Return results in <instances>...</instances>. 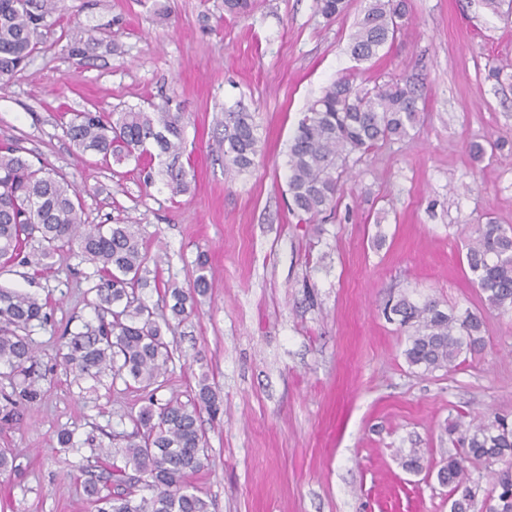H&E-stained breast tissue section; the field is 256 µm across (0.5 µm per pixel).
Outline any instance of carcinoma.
Returning <instances> with one entry per match:
<instances>
[{"mask_svg":"<svg viewBox=\"0 0 512 512\" xmlns=\"http://www.w3.org/2000/svg\"><path fill=\"white\" fill-rule=\"evenodd\" d=\"M60 0H0V78L16 72L37 49L39 28L46 16L59 11ZM327 19L339 17L348 0H317ZM409 12L408 0H369L356 22L351 54L358 61L379 55L401 33ZM420 120L411 85L387 82L373 89L359 88L347 78L324 87L302 118L288 145V193L291 210L315 216L336 204L347 157L409 135ZM184 113L159 106L147 112L128 109L107 116L81 112L67 133L75 147L93 151L102 160L121 163L140 159L157 149L167 159L162 175L175 195L190 190L194 174L178 165L185 150ZM224 160L240 171L250 169L260 152L257 125L249 112L225 115ZM136 224H88L80 192L66 178L36 165L19 147H0V260L39 268L68 255L94 267L97 281L91 292L98 323H87L62 336L61 355L71 369L96 379L109 371L125 389L147 393L148 405L133 419L134 429L123 433L117 450L122 465L86 484L94 512H210V504L190 491L189 478L207 460L197 407L211 413L220 402L208 378L197 384L193 405L176 400L157 407L151 387L172 361L165 332L140 298L148 286L146 254ZM468 267L477 288L490 306L512 312V235L497 224L479 228L469 243ZM207 259L198 258L193 287L171 285L172 318L182 320L187 305L206 295ZM46 304L37 297L0 288V366L22 377L19 389L6 397L5 420L18 414L22 403L40 396L34 366L35 351L29 329L47 322ZM391 312L402 327L411 329L404 356L409 366L431 373L455 366L464 353L484 347L481 317L469 311L457 316L434 301L422 304L402 297ZM459 452L448 457L438 481L450 487L451 512H512V422L494 415L478 424L459 421L451 428ZM476 460L502 462L493 473V487L476 499L468 464ZM151 491L136 498L137 484Z\"/></svg>","mask_w":512,"mask_h":512,"instance_id":"carcinoma-1","label":"carcinoma"}]
</instances>
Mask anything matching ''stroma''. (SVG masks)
Listing matches in <instances>:
<instances>
[{"instance_id":"35a3bbf8","label":"stroma","mask_w":512,"mask_h":512,"mask_svg":"<svg viewBox=\"0 0 512 512\" xmlns=\"http://www.w3.org/2000/svg\"><path fill=\"white\" fill-rule=\"evenodd\" d=\"M367 0L324 18L316 0H64L41 44L0 85V144L70 180L90 224L139 225L157 287L141 298L168 314L161 287L191 288L199 254L211 287L167 333L173 358L158 402L189 401L208 375L223 405L201 413L208 461L191 477L211 512H450L437 479L455 453L450 424L512 414V313L475 288L466 252L479 226L512 232V0H408L404 30L376 58L355 60L351 35ZM502 68L500 80L487 76ZM362 88L410 80L420 121L410 135L351 155L332 211H289L288 143L333 81ZM163 105L187 115L181 164L189 193L145 183L135 161L105 164L67 134L73 113ZM252 113L254 166L226 164L224 115ZM487 146L474 157L470 146ZM91 266L57 257L0 270V285L48 303L32 328L42 395L0 448V512H91L84 484L101 446L133 429L146 401L79 375L58 348L97 314ZM431 299L485 320V345L460 365L422 373L389 300ZM73 434L63 448L56 434ZM419 449L423 470L402 468Z\"/></svg>"}]
</instances>
